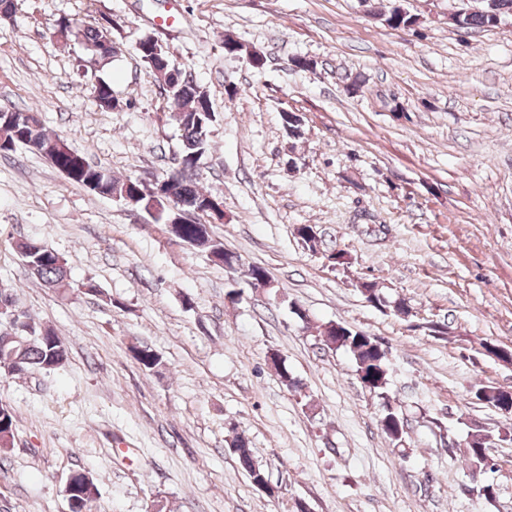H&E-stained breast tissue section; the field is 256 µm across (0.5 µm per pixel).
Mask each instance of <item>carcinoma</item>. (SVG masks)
I'll return each instance as SVG.
<instances>
[{
    "mask_svg": "<svg viewBox=\"0 0 512 512\" xmlns=\"http://www.w3.org/2000/svg\"><path fill=\"white\" fill-rule=\"evenodd\" d=\"M480 3L481 6L477 8H469L462 19L461 26L494 28L497 26L496 15L512 18V0H480ZM57 25L62 28H74L76 38L81 40L88 51L100 44V39L110 29L108 25L79 29L67 17L60 18ZM135 51L149 75L152 76L154 72L163 69L171 72L168 81L175 85V89L171 91L175 106L172 118L181 131L180 154L183 168L167 173L166 177L171 179L173 194L177 202L182 204L183 209L197 212L199 219L209 217L214 204L209 200V195L197 186L199 176L197 168L203 156L209 151L211 128L216 121L210 98L194 80L186 78L185 69L174 62L168 51L157 45L153 35L142 37ZM95 93L99 104L104 108H112L119 102V99L112 94L111 84L104 80L97 83ZM57 140H59L58 136L46 133L37 113L9 108L0 111V151H14L18 147H24L45 157L58 170H69L70 182L103 197L112 195L113 186L126 182L124 178H118L89 164L77 165L75 157L71 154L51 150V143ZM17 250L25 263L33 266L32 274L44 287L49 289L70 287L67 267L58 263L55 251L44 246L38 247L31 241L19 242ZM365 289L368 293L365 300L373 302L377 307L392 305L399 310L404 306L402 302L391 303L372 284L365 285ZM34 333L44 335L45 340L22 346L11 340V333L1 332L0 345L7 351H14V358L18 359L19 365L28 372L35 369H53L63 365L67 359L68 350L57 334L49 328H36ZM323 335L331 338V341L336 344L335 350L352 357L356 373H365V378L371 381L370 391L384 400V413L379 419L382 430L389 440L401 442L405 436L404 421L388 400L389 363L386 354L379 351L377 341L345 324L340 325V329L335 332L327 325L324 327ZM130 351L140 367L147 371L153 370L160 364L159 355L147 345L135 344L131 346ZM270 359L275 363L276 371L285 386L295 388L299 385V381L293 377L285 359L280 354L273 353ZM22 371L9 362L6 356L0 355V375L16 376L22 374ZM14 431V414L9 413L0 420L1 452L12 445ZM492 440L493 435L482 429H475L467 435L468 467L481 475L486 468V454ZM232 448L238 465L249 479L257 481L265 477L264 469L255 461L248 441L244 437H235ZM97 494L98 488L94 480L86 479L81 472L76 473L73 483L69 486L68 498L74 500L71 512H82L96 499Z\"/></svg>",
    "mask_w": 512,
    "mask_h": 512,
    "instance_id": "carcinoma-1",
    "label": "carcinoma"
}]
</instances>
